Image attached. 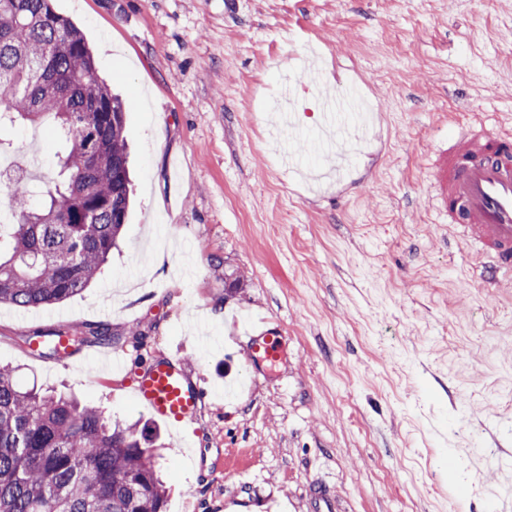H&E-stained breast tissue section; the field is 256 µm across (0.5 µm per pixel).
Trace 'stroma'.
<instances>
[{"label": "stroma", "mask_w": 512, "mask_h": 512, "mask_svg": "<svg viewBox=\"0 0 512 512\" xmlns=\"http://www.w3.org/2000/svg\"><path fill=\"white\" fill-rule=\"evenodd\" d=\"M128 109L133 207L104 273L40 309L0 304V366L126 421L144 363L207 390L160 425L167 512H512V288L475 278L424 188L449 134L512 133V0H52ZM385 114L340 198L288 164L292 67ZM51 172L41 127L7 129ZM258 318L280 358L254 354ZM108 328L62 360L28 336ZM122 354L126 368H100Z\"/></svg>", "instance_id": "1"}]
</instances>
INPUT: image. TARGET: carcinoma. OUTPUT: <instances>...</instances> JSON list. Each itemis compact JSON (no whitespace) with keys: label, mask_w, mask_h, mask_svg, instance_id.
Masks as SVG:
<instances>
[{"label":"carcinoma","mask_w":512,"mask_h":512,"mask_svg":"<svg viewBox=\"0 0 512 512\" xmlns=\"http://www.w3.org/2000/svg\"><path fill=\"white\" fill-rule=\"evenodd\" d=\"M127 105L97 76L80 29L52 0H0V129L48 125L58 150L49 178L18 175L0 207V303L37 308L87 288L118 247L131 188ZM98 329L40 341L60 357ZM149 424L110 420L73 396L24 389L0 368V512H167Z\"/></svg>","instance_id":"1"}]
</instances>
